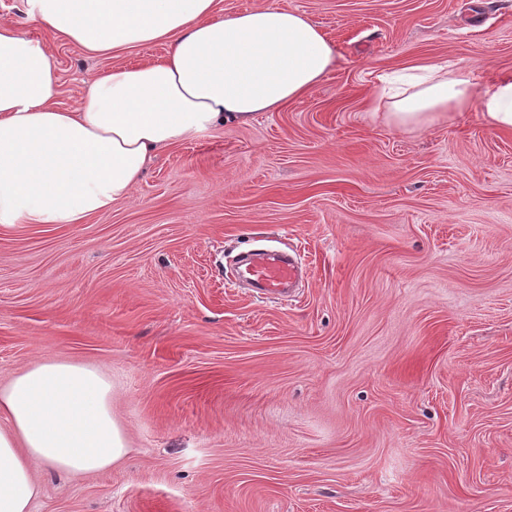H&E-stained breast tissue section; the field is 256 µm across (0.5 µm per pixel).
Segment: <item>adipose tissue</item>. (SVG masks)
<instances>
[{"instance_id": "ef3b65f1", "label": "adipose tissue", "mask_w": 512, "mask_h": 512, "mask_svg": "<svg viewBox=\"0 0 512 512\" xmlns=\"http://www.w3.org/2000/svg\"><path fill=\"white\" fill-rule=\"evenodd\" d=\"M31 22L91 56L153 43L166 54L115 67L82 103L58 108L45 44L0 21V226L78 224L125 199L160 152L302 99L335 50L308 18L263 5L219 15L216 0H22ZM389 94L385 119L416 132L477 109L512 131V75L475 94L433 64ZM99 369L36 362L0 387V512H31L36 467L79 478L122 463L129 446Z\"/></svg>"}]
</instances>
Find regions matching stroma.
I'll return each instance as SVG.
<instances>
[{
    "instance_id": "obj_1",
    "label": "stroma",
    "mask_w": 512,
    "mask_h": 512,
    "mask_svg": "<svg viewBox=\"0 0 512 512\" xmlns=\"http://www.w3.org/2000/svg\"><path fill=\"white\" fill-rule=\"evenodd\" d=\"M322 30L304 98L176 144L80 224L0 227V385L37 361L112 382L131 451L40 470L33 512H512V133L452 112L408 133L382 75L512 74V0H272ZM75 107L152 44L95 57L30 22ZM290 247L260 299L231 253Z\"/></svg>"
}]
</instances>
